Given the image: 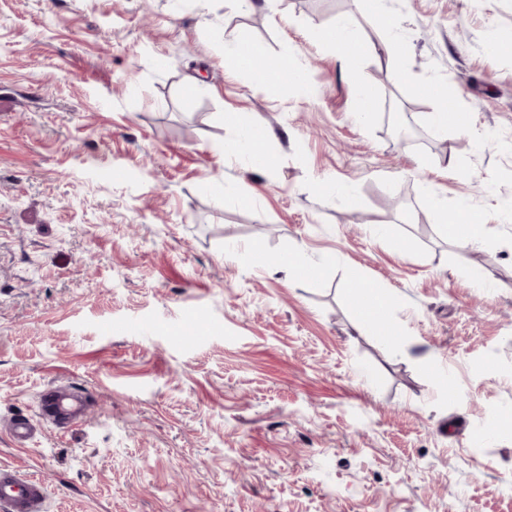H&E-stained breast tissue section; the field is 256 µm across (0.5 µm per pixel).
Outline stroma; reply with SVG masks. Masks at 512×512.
Masks as SVG:
<instances>
[{
	"label": "stroma",
	"mask_w": 512,
	"mask_h": 512,
	"mask_svg": "<svg viewBox=\"0 0 512 512\" xmlns=\"http://www.w3.org/2000/svg\"><path fill=\"white\" fill-rule=\"evenodd\" d=\"M383 4L395 62L357 0H0V465L45 512H512V431L469 437L512 413V0ZM343 18L379 47L354 77L322 40ZM231 39L301 84L251 85ZM434 80L468 128L430 127ZM249 127L271 168L224 153ZM434 197L496 246L448 242ZM364 278L394 335L354 318ZM60 387L82 421L44 413Z\"/></svg>",
	"instance_id": "35a3bbf8"
}]
</instances>
